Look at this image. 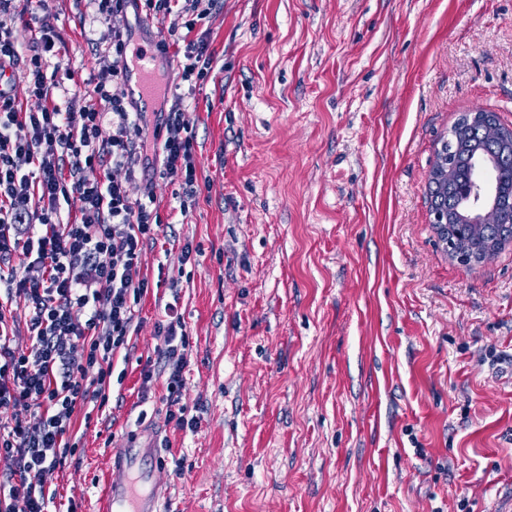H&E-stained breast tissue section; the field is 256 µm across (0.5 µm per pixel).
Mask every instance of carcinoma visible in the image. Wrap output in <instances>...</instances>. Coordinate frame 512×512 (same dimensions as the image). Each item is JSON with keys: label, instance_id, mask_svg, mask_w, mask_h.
I'll return each instance as SVG.
<instances>
[{"label": "carcinoma", "instance_id": "1", "mask_svg": "<svg viewBox=\"0 0 512 512\" xmlns=\"http://www.w3.org/2000/svg\"><path fill=\"white\" fill-rule=\"evenodd\" d=\"M435 161L453 165L454 176L450 182L428 181L433 211L446 212L467 199L475 185L476 166L485 161L492 164L493 189L498 199L492 222L470 227L459 240L448 241L449 251L461 248L466 254L477 256L489 241L499 249L512 242V153L501 151L498 141L479 125L463 138L449 136L437 151Z\"/></svg>", "mask_w": 512, "mask_h": 512}]
</instances>
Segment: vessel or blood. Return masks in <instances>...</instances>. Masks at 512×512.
<instances>
[{
    "label": "vessel or blood",
    "mask_w": 512,
    "mask_h": 512,
    "mask_svg": "<svg viewBox=\"0 0 512 512\" xmlns=\"http://www.w3.org/2000/svg\"><path fill=\"white\" fill-rule=\"evenodd\" d=\"M158 43L159 35L154 31L132 33L127 42L130 55L123 80L131 96L148 111L160 94V70L167 63L158 51ZM152 455V445L141 444L134 437L113 449L97 512H165L164 496L143 466Z\"/></svg>",
    "instance_id": "vessel-or-blood-1"
}]
</instances>
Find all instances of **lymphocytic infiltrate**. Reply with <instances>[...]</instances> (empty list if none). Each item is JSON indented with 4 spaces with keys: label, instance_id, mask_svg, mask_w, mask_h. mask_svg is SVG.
I'll return each instance as SVG.
<instances>
[{
    "label": "lymphocytic infiltrate",
    "instance_id": "f902f5d3",
    "mask_svg": "<svg viewBox=\"0 0 512 512\" xmlns=\"http://www.w3.org/2000/svg\"><path fill=\"white\" fill-rule=\"evenodd\" d=\"M31 3L41 11L40 36L25 56L14 33L0 28V69L23 66L37 97H48L54 88L75 98L74 70L63 69L55 85L47 83L58 38L46 13L48 0H0V13ZM137 6L160 24L175 12L186 17L183 28L168 27L160 44L181 49L179 79L188 89L154 120L113 91L126 67V39L118 28L91 42L104 67L86 105L24 112L0 88V283L23 299L30 340L29 347H16L0 313V410L13 413L0 419V454L14 461L0 512H48L55 498L52 480L78 449L71 434L77 406L101 412L109 402L114 359L128 349L137 328L136 307L151 288L141 254L162 222L153 193L135 199L129 192L143 155L154 153L160 175L179 181L180 213L197 201L195 134L183 99L195 94L213 68L209 42L195 29L217 0H138ZM107 124L112 127L108 137L103 134ZM95 166L102 178L85 179L84 169ZM65 203L75 205V220H63ZM156 329L168 419L176 430H195L197 418L180 403L190 338L175 304H166ZM34 407L42 417L32 426L21 413ZM32 472L42 476L41 484L28 481Z\"/></svg>",
    "mask_w": 512,
    "mask_h": 512
}]
</instances>
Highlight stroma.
I'll list each match as a JSON object with an SVG mask.
<instances>
[{
  "label": "stroma",
  "instance_id": "35a3bbf8",
  "mask_svg": "<svg viewBox=\"0 0 512 512\" xmlns=\"http://www.w3.org/2000/svg\"><path fill=\"white\" fill-rule=\"evenodd\" d=\"M57 58L101 69L88 0H52ZM215 63L187 112L200 194L140 172L163 224L151 289L102 416L54 512H91L114 446L156 445L172 512H499L512 500V243L465 268L431 222L428 175L464 113L512 128V0H218ZM196 249L184 263L182 247ZM176 302L191 342L174 429L155 325Z\"/></svg>",
  "mask_w": 512,
  "mask_h": 512
}]
</instances>
